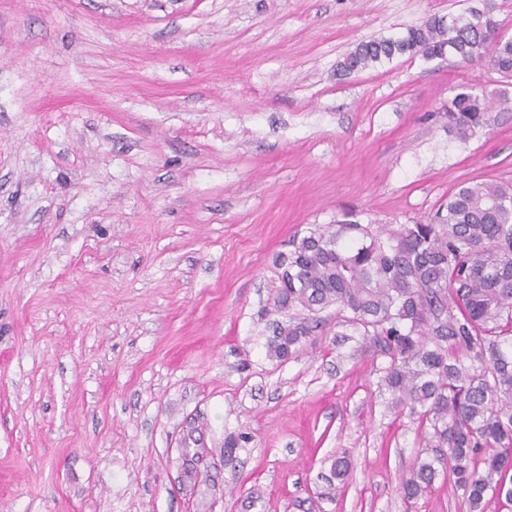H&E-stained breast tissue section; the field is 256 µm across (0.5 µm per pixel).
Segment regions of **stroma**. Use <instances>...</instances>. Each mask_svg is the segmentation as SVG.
Listing matches in <instances>:
<instances>
[{"mask_svg": "<svg viewBox=\"0 0 512 512\" xmlns=\"http://www.w3.org/2000/svg\"><path fill=\"white\" fill-rule=\"evenodd\" d=\"M484 1L0 0V512H468L443 472L404 501L418 423L335 308L266 343L309 228L512 183V108L448 126L460 87L512 96L484 64L338 69Z\"/></svg>", "mask_w": 512, "mask_h": 512, "instance_id": "obj_1", "label": "stroma"}]
</instances>
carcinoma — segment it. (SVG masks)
<instances>
[{
	"instance_id": "1",
	"label": "carcinoma",
	"mask_w": 512,
	"mask_h": 512,
	"mask_svg": "<svg viewBox=\"0 0 512 512\" xmlns=\"http://www.w3.org/2000/svg\"><path fill=\"white\" fill-rule=\"evenodd\" d=\"M494 6L432 15L398 37L359 43L345 74L396 57L454 54L512 81V38L497 35ZM489 100L470 87L448 102V124L468 137L487 124ZM275 307L310 313L277 322L268 354L282 360L336 305L389 359L379 387L418 416L434 448L447 449L448 481L471 512L488 495L512 503V183L457 187L443 210L415 224L316 225L278 257ZM203 448L182 449L193 479ZM430 459L402 478L408 501L434 482Z\"/></svg>"
}]
</instances>
